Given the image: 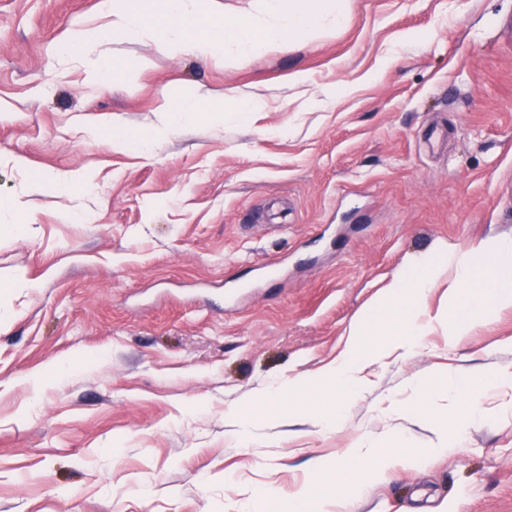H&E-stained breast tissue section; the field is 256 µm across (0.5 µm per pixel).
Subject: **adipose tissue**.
<instances>
[{
	"mask_svg": "<svg viewBox=\"0 0 512 512\" xmlns=\"http://www.w3.org/2000/svg\"><path fill=\"white\" fill-rule=\"evenodd\" d=\"M452 279L447 302L433 315H426L427 299L442 280ZM512 307V239L494 238L465 251L441 247L436 254L417 260L407 273L395 276L384 293L366 309L350 329L352 344L322 376L291 378L268 388L260 398L267 403L289 394L303 400L321 386L334 392V414L326 418L329 428L339 427L348 406L364 391L363 373L368 366L393 352L412 354L420 345L426 324L447 329L449 335L472 331L491 313ZM491 376L484 383L451 380L448 390L467 407L459 419L462 427L484 418L482 401L488 387L499 383Z\"/></svg>",
	"mask_w": 512,
	"mask_h": 512,
	"instance_id": "1",
	"label": "adipose tissue"
}]
</instances>
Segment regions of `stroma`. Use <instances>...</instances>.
I'll list each match as a JSON object with an SVG mask.
<instances>
[{
  "instance_id": "1",
  "label": "stroma",
  "mask_w": 512,
  "mask_h": 512,
  "mask_svg": "<svg viewBox=\"0 0 512 512\" xmlns=\"http://www.w3.org/2000/svg\"><path fill=\"white\" fill-rule=\"evenodd\" d=\"M99 4L0 0V275L38 284L0 292V512H274L316 458L365 477L353 443L431 447L457 423L446 381L490 373L508 379L447 456L322 489L327 512H512V307L368 367L339 431L315 423L327 393L246 442L226 416L335 364L421 256L512 238V0H349L334 36L241 65L73 42ZM186 93L260 102L153 158L112 150ZM58 173L92 184L35 189ZM422 380L438 389L408 416Z\"/></svg>"
}]
</instances>
